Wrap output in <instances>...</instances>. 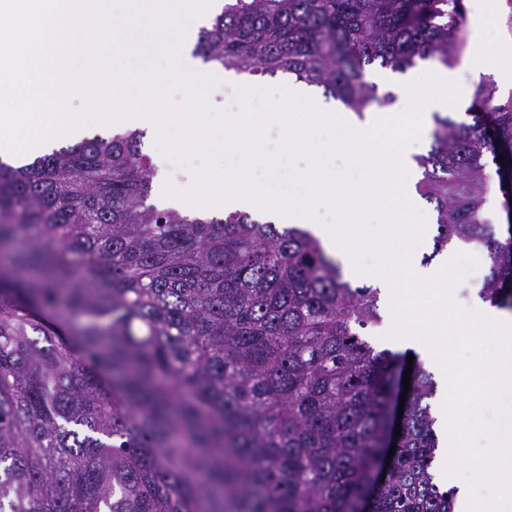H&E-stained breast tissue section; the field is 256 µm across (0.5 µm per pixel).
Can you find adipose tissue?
Here are the masks:
<instances>
[{"label":"adipose tissue","mask_w":512,"mask_h":512,"mask_svg":"<svg viewBox=\"0 0 512 512\" xmlns=\"http://www.w3.org/2000/svg\"><path fill=\"white\" fill-rule=\"evenodd\" d=\"M476 322L491 329L501 353L499 360L487 368L480 395L482 406L495 408L499 405L500 386L512 382V315L506 314L476 293L472 296L469 319L454 318L442 310L433 315L431 329L452 340H473L475 346L479 347L483 344L482 338L472 334V325ZM388 329L395 336L400 350L416 354L425 368L436 374L443 390L450 387L456 368L449 348L432 346L424 333L416 330L410 323L403 324L394 320L389 323ZM435 416L436 429L443 447L438 456L439 471L443 477L453 476L457 469L464 467L474 477L491 478L506 488L512 486V435L491 436L486 453L482 457L472 458L461 451L462 422L450 417L445 393L437 399Z\"/></svg>","instance_id":"1"}]
</instances>
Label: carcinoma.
<instances>
[{"label":"carcinoma","mask_w":512,"mask_h":512,"mask_svg":"<svg viewBox=\"0 0 512 512\" xmlns=\"http://www.w3.org/2000/svg\"><path fill=\"white\" fill-rule=\"evenodd\" d=\"M465 27L460 0H224L195 54L361 117L393 100L370 69L451 66ZM475 98L469 123L434 113L417 191L433 254L479 249L484 298L512 311V97ZM154 176L140 130L0 160V512H453L431 374L412 365L397 418L406 355L362 338L378 289L304 227L148 202ZM488 170H489V174H490V180L493 181L496 184V187H497V192H496V189H495V187L493 185H491L490 189H489V193H488V208L491 211L495 210L496 197L498 196V213H497V216L496 217H491V219H489V221L492 224L495 225V227L497 228L498 231L502 232L503 234H506L505 230H506L507 219H506L505 210L503 208V197H502V195H501V193H500V191L498 189V177H497V175L495 173V166L494 165H490V168Z\"/></svg>","instance_id":"obj_1"}]
</instances>
